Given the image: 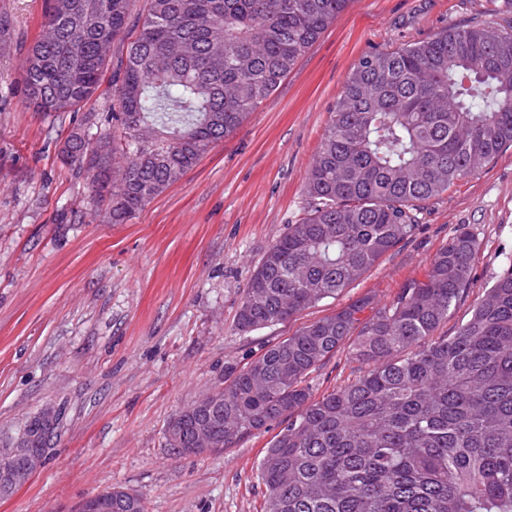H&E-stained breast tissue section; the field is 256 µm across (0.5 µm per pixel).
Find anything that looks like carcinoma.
Wrapping results in <instances>:
<instances>
[{"label": "carcinoma", "mask_w": 512, "mask_h": 512, "mask_svg": "<svg viewBox=\"0 0 512 512\" xmlns=\"http://www.w3.org/2000/svg\"><path fill=\"white\" fill-rule=\"evenodd\" d=\"M52 0L29 47L26 104L76 112L115 72V138L72 131L60 157L123 224L235 132L278 88L349 0ZM512 147V33L458 25L360 58L307 170V216L265 252L237 326L283 322L360 280L420 230L426 202ZM122 152L119 171L112 156ZM476 236L459 229L388 304L361 297L270 345L210 412L175 414L190 448L284 427L259 463L263 512H512V254L470 318L439 336L472 279ZM347 346L360 375L316 396L307 376ZM35 417L21 430L33 448ZM112 512H146L110 490Z\"/></svg>", "instance_id": "cac0c4a2"}]
</instances>
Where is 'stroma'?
<instances>
[{"mask_svg": "<svg viewBox=\"0 0 512 512\" xmlns=\"http://www.w3.org/2000/svg\"><path fill=\"white\" fill-rule=\"evenodd\" d=\"M49 5L0 0V445L46 408L65 415L45 464L0 512H72L112 488L147 512H262L271 433L181 455L168 422L299 327L365 295L392 301L461 226L480 251L440 331L469 318L512 253V148L430 200L420 231L336 297L262 330L236 324L254 269L308 211L305 173L358 60L451 25L510 29L512 0H350L237 131L123 224L59 156L84 115L107 127L112 71L78 112L26 106V51ZM356 374L342 349L306 383L318 395Z\"/></svg>", "mask_w": 512, "mask_h": 512, "instance_id": "obj_1", "label": "stroma"}]
</instances>
